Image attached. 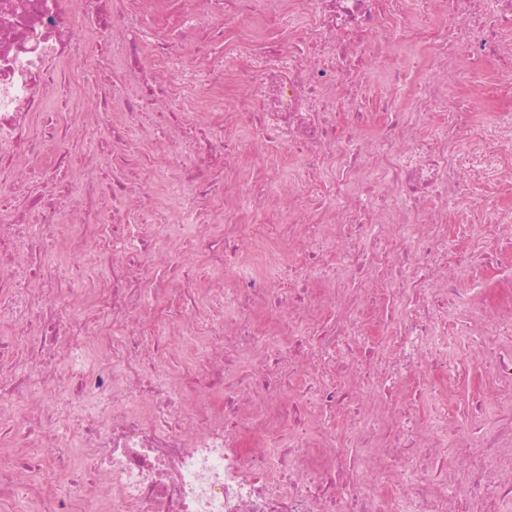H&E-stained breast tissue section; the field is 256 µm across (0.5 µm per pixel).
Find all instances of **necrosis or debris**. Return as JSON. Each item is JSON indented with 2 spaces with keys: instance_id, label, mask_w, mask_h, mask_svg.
I'll return each mask as SVG.
<instances>
[{
  "instance_id": "1",
  "label": "necrosis or debris",
  "mask_w": 512,
  "mask_h": 512,
  "mask_svg": "<svg viewBox=\"0 0 512 512\" xmlns=\"http://www.w3.org/2000/svg\"><path fill=\"white\" fill-rule=\"evenodd\" d=\"M128 0H0V512H512V298L487 318L469 320L462 273L448 260L451 205L472 201L474 180L452 170L447 133H421L415 112H447L473 141L512 154V113L490 134L477 131L457 90L440 72L475 75L494 66L512 98V0H423L419 22L402 0H291L307 19L281 46L282 18L261 0H192L175 40L134 25ZM232 14L260 16L266 34L244 68L247 91L228 100L224 72L236 66ZM405 54L410 75L381 97L361 78ZM165 60L157 80L153 59ZM192 92L231 102V125L183 146L185 125L171 106ZM100 107L91 129H74L80 100ZM150 132L183 187L184 214L215 215L198 199L220 194L214 179L264 141L302 157L307 205L268 209L271 188L238 185L257 205L245 227L283 224L309 238L297 265H252L237 250L218 261L228 275L232 315L214 344L177 375L153 359L172 315L203 336L214 319L190 304L194 280L179 290L142 273L159 258L161 235H144L113 198L135 192L154 201L155 172L122 145L125 177L65 181L89 169L114 115ZM252 123L253 141L237 125ZM374 125L367 151L355 128ZM495 236L484 271L512 268V219L477 203ZM77 225L66 233L67 225ZM336 246L327 272L320 253ZM95 252V286L69 292L55 261L64 248ZM386 263L390 286L369 284ZM275 312L266 334L249 310ZM338 315L326 325L316 308ZM489 366L498 387L474 425L478 452L463 457L448 438L451 391L460 369ZM304 381L282 394L284 368ZM424 385L411 406L392 403L415 375ZM388 399L366 414L362 387ZM87 448L82 473L73 445Z\"/></svg>"
}]
</instances>
